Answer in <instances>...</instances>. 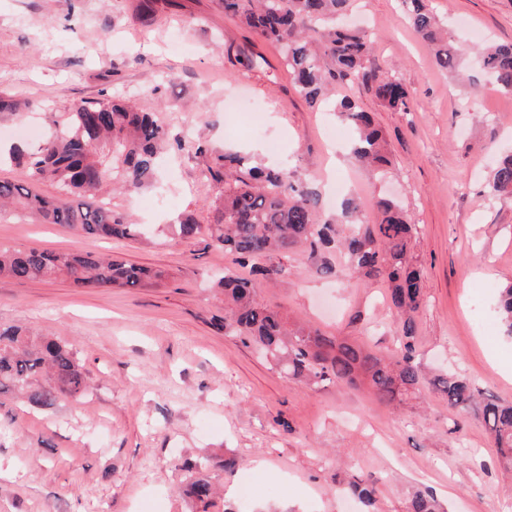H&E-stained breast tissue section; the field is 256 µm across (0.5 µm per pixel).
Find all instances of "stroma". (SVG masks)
Here are the masks:
<instances>
[{"label":"stroma","mask_w":512,"mask_h":512,"mask_svg":"<svg viewBox=\"0 0 512 512\" xmlns=\"http://www.w3.org/2000/svg\"><path fill=\"white\" fill-rule=\"evenodd\" d=\"M145 24L133 0H0V142L43 108L57 114L85 101L129 99L161 111L174 143L162 154L154 191L112 192L120 216L148 227L146 238L104 239L12 217L0 245L50 252L90 251L163 270L146 288L84 291L69 281L0 277V324L64 339L90 390L54 408L0 396V512H364L350 484L374 485V512H406L427 492L443 512H512V470L500 460L478 406L450 407L435 386L398 407L376 403L364 381L311 386L293 380L239 337L224 332L215 275L233 257L203 240L177 244L159 226L212 220L224 193L210 177L214 156L238 151L262 165H288L328 189L344 181L365 203L400 199L417 233L412 255L424 271L425 307L414 358L429 377L456 372L476 393L512 404V340L494 310L512 284V196L486 201L496 156L512 151V94L479 74L441 72L408 24L400 0H355L352 22L373 34L374 62L406 83L410 109L382 108L360 84L340 86L381 124L393 163L380 177L349 155L351 128L329 110L308 108L278 45L253 43L221 0H177ZM449 34L464 45L512 41V0H434ZM264 107L263 131L225 97ZM285 271L256 283L258 299L323 335L400 355L399 325L379 283L351 276L338 251L282 258ZM336 275L320 273V265ZM494 291H486L487 281ZM225 454L239 466L207 474L208 507L184 494L194 467Z\"/></svg>","instance_id":"stroma-1"}]
</instances>
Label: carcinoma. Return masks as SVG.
Returning a JSON list of instances; mask_svg holds the SVG:
<instances>
[{
    "instance_id": "carcinoma-1",
    "label": "carcinoma",
    "mask_w": 512,
    "mask_h": 512,
    "mask_svg": "<svg viewBox=\"0 0 512 512\" xmlns=\"http://www.w3.org/2000/svg\"><path fill=\"white\" fill-rule=\"evenodd\" d=\"M429 0H402L415 32L431 48L436 66L457 72L465 49L448 38ZM224 14L260 42L282 45L283 64L308 106L328 100L336 85L358 83L391 112L409 111V92L402 80L372 62V36L365 28L343 22L349 0H223ZM175 6L174 0H138L140 18L150 23ZM488 81L512 91V42L488 43L477 50ZM338 117L356 133L352 155L373 174L390 164L386 140L372 113L351 100L335 104ZM49 131L33 150L13 147L12 161L25 176L50 180L60 194L47 198L26 181L0 182V222L15 205L44 224H58L82 234L135 239L141 225L129 224L97 200L111 184L133 197L153 184L159 151L168 131L159 118L137 112L122 100L102 99L75 107L60 121L47 116ZM208 172L224 179V197L212 205L213 222L199 224L187 217L174 225L172 239L198 238L235 255L247 266L260 257L286 254L299 245L310 256L335 246L348 252L351 269L368 282H384L401 326L404 353L387 357L324 336L310 327L291 328L283 314L257 300L256 280L271 279L282 268L271 264L254 271V278L226 272L217 281L227 308L224 333L239 336L265 356L278 361L295 379L319 386L366 380L374 398L399 406L417 398L425 376L414 361L411 338L415 317L425 305L421 271L413 260L415 225L404 205L389 197L374 198L375 224H363L352 198L344 201L332 221L323 217L322 195L316 184L295 177L286 166L260 168L240 154H222ZM492 197L512 194V154L496 161L489 183ZM65 276L78 288H142L165 277L159 269L127 264L92 252L53 253L38 249L0 247V276L19 281H48ZM498 312L504 336L512 338V284L503 289ZM433 385L448 405L466 409L477 402L470 384L457 375L439 377ZM24 396L30 406L50 409L63 398L88 393L85 374L75 351L58 338L35 336L16 326H0V394ZM482 416L504 465L512 467V405L486 399ZM189 496L208 506L214 486L206 478L192 481ZM407 512H437L434 498L417 493Z\"/></svg>"
}]
</instances>
